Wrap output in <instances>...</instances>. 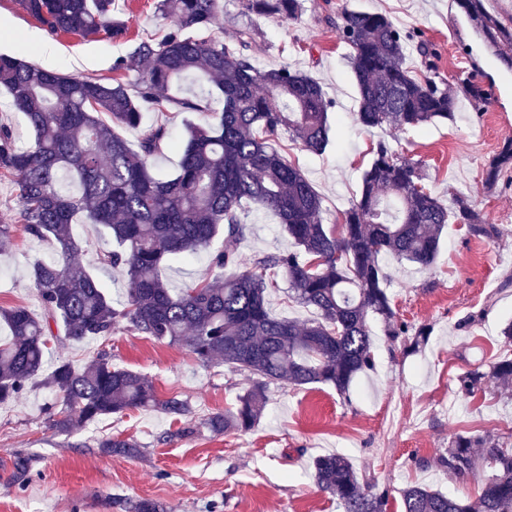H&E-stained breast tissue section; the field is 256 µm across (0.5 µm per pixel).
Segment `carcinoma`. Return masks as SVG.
<instances>
[{
  "label": "carcinoma",
  "instance_id": "1",
  "mask_svg": "<svg viewBox=\"0 0 512 512\" xmlns=\"http://www.w3.org/2000/svg\"><path fill=\"white\" fill-rule=\"evenodd\" d=\"M113 0H21L23 8L53 34L80 37L123 31L112 17ZM487 46L508 67L512 29L489 13L484 0H456ZM257 15L298 16L301 0H243ZM169 32L158 42L142 40L113 71L134 62L148 68L133 83L118 77L85 79L36 63L0 55V88L34 135L27 148L0 126V175L17 187L19 218L27 233L54 243L53 254L30 269L42 307L40 316L21 306H0L10 336L0 338V403L40 387L56 393L48 412L53 430L67 434L79 425L130 409L156 408L182 416L187 401L158 398L146 377L112 365L105 353L76 367L67 360L46 368L53 337L79 343L121 330L157 341L184 343L204 366L221 360L254 376L238 407L206 419L214 434L254 427L267 403V386L325 384L345 395L372 364L369 320L380 318L388 335L406 333L398 324L389 277L379 263L388 256L429 270L448 224H463L476 237L493 238L497 228L473 200L452 201L432 193L421 164L380 142L362 177V190L343 214L337 233L320 219L322 198L300 167L275 148L283 133L313 154L330 144L326 93L317 79L287 66L260 70L242 50L254 30L241 27L239 48L208 37L219 16V0H157ZM336 31L351 52L348 63L358 91L356 121L367 129H402L450 120L455 100L432 76L406 66L407 36L385 15L345 7ZM215 101L205 126L189 124L182 143L165 123L143 124L144 113L168 108L198 112ZM142 128L137 147L121 130ZM172 149L177 170L160 176L155 157ZM512 168V140L491 161V187ZM274 212L293 248L258 256L238 267L229 249L212 258L208 281L175 292L162 270L176 256L190 258L219 233L227 241L248 230L244 205ZM102 225L115 246L98 248L103 269H121L128 281L122 300H112L101 280L76 259L82 246L72 233L78 215ZM288 279L291 297L314 309L317 319L301 323L275 317L268 307L274 283L268 272ZM512 386V358L475 368L458 378L472 396L490 380ZM108 452L137 456L132 440L107 439ZM492 467L477 499L451 497L420 485L402 489L404 512H512V436L459 433L439 464L461 480L477 476L478 459ZM317 485L336 497L343 512H385L386 495L342 455L314 461Z\"/></svg>",
  "mask_w": 512,
  "mask_h": 512
}]
</instances>
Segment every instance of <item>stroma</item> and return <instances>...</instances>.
<instances>
[{"label":"stroma","mask_w":512,"mask_h":512,"mask_svg":"<svg viewBox=\"0 0 512 512\" xmlns=\"http://www.w3.org/2000/svg\"><path fill=\"white\" fill-rule=\"evenodd\" d=\"M155 3L115 0L125 34L84 39L53 35L19 0H0V53L75 77L106 78L136 42L165 35ZM223 5L211 30L214 40L233 43L239 27L252 26L250 54L258 68L307 72L333 102V143L326 152L309 153L285 137L276 143L320 193L323 223H335L358 198L371 149L383 140L422 161L425 185L433 193L445 199L471 196L499 235L479 238L463 225H449L428 271L381 257L398 322L411 332L429 326L427 343L418 352H405L403 339H389L383 324L371 321L374 367L357 376L347 396L323 384H272L260 419L245 433L215 435L202 422L236 405L251 383L248 372L221 362L202 366L185 345L130 331L79 344L54 339L49 360L80 366L108 353L114 365L151 379L159 398L186 400L192 412L132 410L64 436L45 416L57 401L50 390L32 388L0 404V512H130L140 499L162 502L173 512H342L314 480V460L328 454L343 455L359 468L370 466L377 491L386 495V512H401L400 492L411 484L477 496V481L450 477L438 464L454 434H512V400L500 398L492 384L466 396L456 382L477 364L512 358V344L500 335L512 320V285L506 283L512 276V169L493 187L484 182L493 156L512 139V68L492 55L455 0H302V11L292 20L245 14L239 0H223ZM342 6L385 14L404 28L411 36L406 62L414 69L422 67L418 43L432 44V74L455 94L453 120L402 130L369 131L357 124L350 47L330 22ZM47 43L52 53H44ZM467 81L488 91V105L467 97ZM247 221L251 233L233 246L242 265L288 247L273 212L250 209ZM0 222L13 235L11 250L0 254V306L41 314L29 269L51 256L54 245L26 233L15 185L4 176ZM224 246L223 238L214 239L211 248L173 261L164 278L174 288L209 279L211 255ZM106 438L135 441L141 453L105 452L99 443ZM20 457L30 461L22 481L14 467Z\"/></svg>","instance_id":"1"}]
</instances>
